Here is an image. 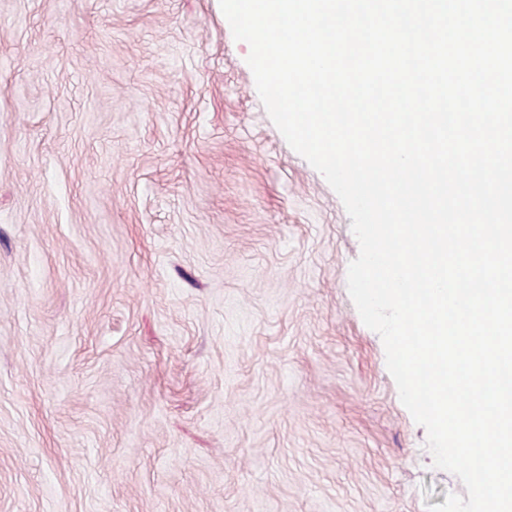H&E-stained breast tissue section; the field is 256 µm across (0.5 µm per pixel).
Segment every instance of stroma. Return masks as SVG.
<instances>
[{"label":"stroma","mask_w":512,"mask_h":512,"mask_svg":"<svg viewBox=\"0 0 512 512\" xmlns=\"http://www.w3.org/2000/svg\"><path fill=\"white\" fill-rule=\"evenodd\" d=\"M219 0H0V512H427L360 253Z\"/></svg>","instance_id":"1"}]
</instances>
